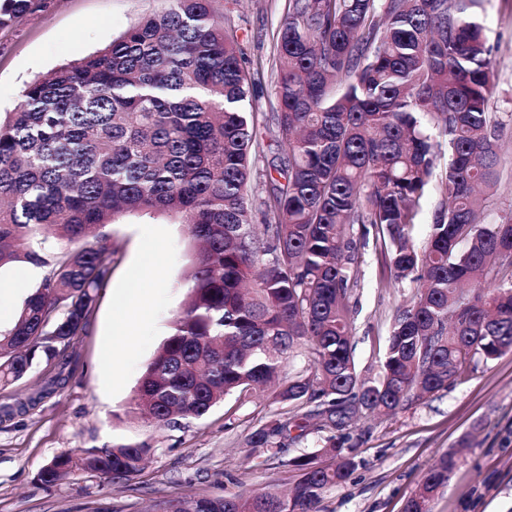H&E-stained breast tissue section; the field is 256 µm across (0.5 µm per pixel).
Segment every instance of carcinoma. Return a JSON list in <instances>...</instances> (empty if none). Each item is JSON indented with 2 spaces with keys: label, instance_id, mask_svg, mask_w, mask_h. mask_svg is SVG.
<instances>
[{
  "label": "carcinoma",
  "instance_id": "1",
  "mask_svg": "<svg viewBox=\"0 0 512 512\" xmlns=\"http://www.w3.org/2000/svg\"><path fill=\"white\" fill-rule=\"evenodd\" d=\"M215 2L166 0L106 48L27 84L0 122V267L42 271L0 333V385L43 363L58 372L38 398L64 387V356L112 275L102 227L175 220L194 242L187 300L131 410L176 427L274 381L276 402L328 436L317 452L290 456L278 440L288 422L273 419L246 444L298 471L290 493H196L162 512H320L356 468V407L393 415L448 388L474 359L512 350V216L480 219L499 181L494 47L475 17L481 0H288L267 127L284 156L268 173L259 235L252 80ZM43 6L0 0V28ZM444 146V196L417 248L411 232ZM356 224L375 230L391 280L418 283L368 374L352 344ZM301 348L307 367L283 377ZM152 451L142 441L65 452L39 479L81 470L110 486L139 476ZM456 465L450 453L428 468L424 502Z\"/></svg>",
  "mask_w": 512,
  "mask_h": 512
}]
</instances>
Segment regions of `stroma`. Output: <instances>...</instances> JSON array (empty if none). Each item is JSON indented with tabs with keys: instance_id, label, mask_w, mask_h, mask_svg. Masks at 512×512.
Instances as JSON below:
<instances>
[{
	"instance_id": "obj_1",
	"label": "stroma",
	"mask_w": 512,
	"mask_h": 512,
	"mask_svg": "<svg viewBox=\"0 0 512 512\" xmlns=\"http://www.w3.org/2000/svg\"><path fill=\"white\" fill-rule=\"evenodd\" d=\"M43 10L0 29V117L20 101L25 85L103 49L161 0H45ZM287 0H231L226 24L235 28L247 65L257 120L274 110L276 36ZM494 45L492 112L500 121V182L490 191L481 220L494 224L512 213V0H482L479 10ZM252 167L251 220L264 222L265 171L281 148L265 128ZM112 240V276L75 337L72 376L61 391L25 414L0 421V512H155L158 504L184 494L219 495L241 490L290 487L297 474L255 466L245 439L280 412L272 391L231 395L201 420L155 428L129 414V401L186 299L185 277L194 246L186 225L161 218H134L105 227ZM352 299L353 334L360 369L377 366L395 310L414 294L411 282L387 284L380 246L358 240ZM0 267V331L11 329L25 292L10 285L25 270ZM142 291L127 335L113 327L127 312L128 281ZM357 466L348 480L324 496L323 512H403L427 468L453 452L458 466L441 488L432 512H512V352L484 361L461 382L427 395L392 416L358 415L350 428ZM149 441L154 448L142 475L102 486L78 473L53 486L38 474L53 456L73 448H102Z\"/></svg>"
}]
</instances>
